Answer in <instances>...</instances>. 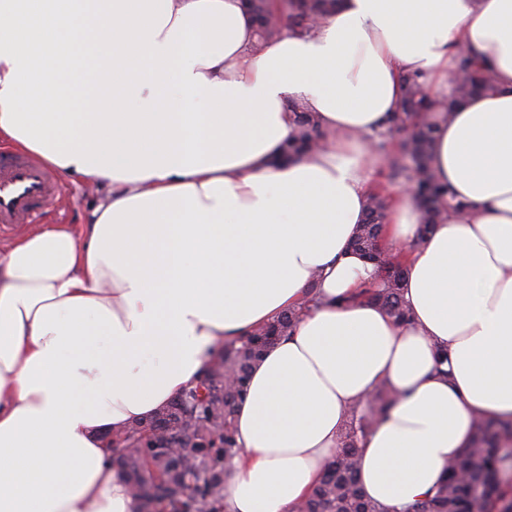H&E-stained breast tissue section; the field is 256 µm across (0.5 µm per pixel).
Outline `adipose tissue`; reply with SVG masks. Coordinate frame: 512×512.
I'll list each match as a JSON object with an SVG mask.
<instances>
[{"label": "adipose tissue", "mask_w": 512, "mask_h": 512, "mask_svg": "<svg viewBox=\"0 0 512 512\" xmlns=\"http://www.w3.org/2000/svg\"><path fill=\"white\" fill-rule=\"evenodd\" d=\"M492 84L431 113L455 206L429 233L396 190L382 239L408 324L357 301L350 243L401 78L448 93L458 49ZM313 113L322 149L283 161ZM0 144L108 196L82 229L0 247V512H138L101 434L147 419L225 342L298 309L252 369L222 512H293L378 388L360 442L384 512L432 493L476 417L512 416V0H343L261 42L243 0H0Z\"/></svg>", "instance_id": "1"}]
</instances>
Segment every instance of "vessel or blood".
Returning <instances> with one entry per match:
<instances>
[{"instance_id": "b4317fda", "label": "vessel or blood", "mask_w": 512, "mask_h": 512, "mask_svg": "<svg viewBox=\"0 0 512 512\" xmlns=\"http://www.w3.org/2000/svg\"><path fill=\"white\" fill-rule=\"evenodd\" d=\"M60 190L50 170L28 157L0 152V228L31 222Z\"/></svg>"}]
</instances>
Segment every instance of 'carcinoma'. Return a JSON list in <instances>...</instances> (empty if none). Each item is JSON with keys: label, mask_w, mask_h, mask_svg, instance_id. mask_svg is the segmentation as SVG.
<instances>
[{"label": "carcinoma", "mask_w": 512, "mask_h": 512, "mask_svg": "<svg viewBox=\"0 0 512 512\" xmlns=\"http://www.w3.org/2000/svg\"><path fill=\"white\" fill-rule=\"evenodd\" d=\"M341 0H288V29L310 32V23L320 21L338 9ZM246 7L258 21L259 39L273 38L281 26L265 16L275 14L268 0H246ZM451 97H440L415 75L402 79L401 114L390 117L373 140L379 150L388 145L394 130L412 126L416 133L403 153L389 160V178L412 184L411 197L427 216L421 233L429 231L446 213L448 187L443 185L427 163L433 143V126L426 119H416L433 107L450 115L459 101L491 89L489 80L480 75V65L466 50L457 52V66L452 75ZM300 135L284 148L287 157L318 148L322 133L312 116L297 113ZM387 217L385 198L370 195L366 223L353 241L355 249L367 253ZM383 287L363 294L369 303L384 308L398 323L410 321L402 295L403 264L380 267ZM294 310L283 312L248 336L224 343V349L208 368L184 391L186 409L175 415L194 442L188 448H161L163 434L147 435L139 423L113 435L121 445V467L139 500V512H220L224 500V478L242 448L235 428L236 408L246 399L253 363L263 351L293 326ZM396 401L395 394L382 387L366 417H353L348 423L336 457L330 461L312 492L296 506L295 512H383L367 499L358 484L359 435L378 423ZM512 481V420L480 418L474 424L468 448L448 465L447 476L434 494L411 504L406 512H489L498 505L500 512H512L508 484Z\"/></svg>", "instance_id": "cac0c4a2"}]
</instances>
